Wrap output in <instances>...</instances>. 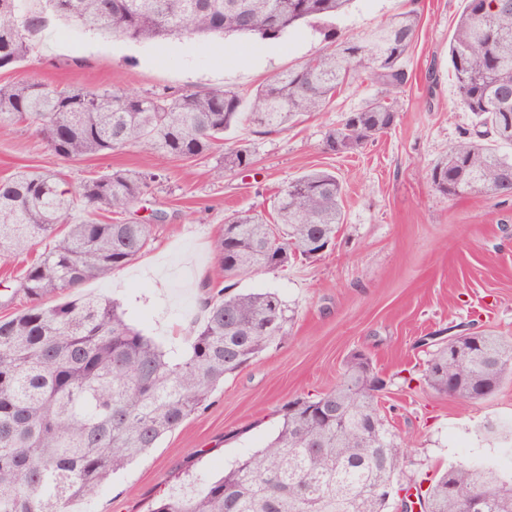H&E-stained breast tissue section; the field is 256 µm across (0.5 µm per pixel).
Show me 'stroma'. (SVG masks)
<instances>
[{
    "label": "stroma",
    "mask_w": 512,
    "mask_h": 512,
    "mask_svg": "<svg viewBox=\"0 0 512 512\" xmlns=\"http://www.w3.org/2000/svg\"><path fill=\"white\" fill-rule=\"evenodd\" d=\"M462 7L463 0H352L339 18L300 24L275 41L247 35L135 41L53 19L30 34L25 61L0 69V85L121 88L142 96L229 87L247 98L274 73L323 52L328 28L361 42L393 14L413 10L420 18L394 127L352 153L326 152L322 141L377 92L364 68L323 112L272 129L235 126L234 142L253 157L244 170L225 169L218 152L190 162L134 147L62 161L26 124L0 130V178L50 172L75 192L114 169L149 167L162 175L146 201L125 215L138 223L165 212L153 241L81 292L119 302L128 323L167 351L183 349L202 321L205 284L216 279L211 246L225 216L248 208L269 214L288 182L315 169L336 172L345 190L344 222L322 257L237 279L236 291L274 292L293 310L285 341L226 376L204 408L113 474L79 512H148L175 481L221 476L273 438L285 404L333 389L356 352L367 354L387 382L389 428L412 442L404 480L500 455L512 434L491 437L483 426L512 420V377L492 395L464 404L438 394L422 376L424 337L474 328L512 339V200L483 192L449 197L430 181L444 147L472 126L448 64Z\"/></svg>",
    "instance_id": "stroma-1"
}]
</instances>
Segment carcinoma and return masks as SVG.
<instances>
[{
    "label": "carcinoma",
    "instance_id": "1",
    "mask_svg": "<svg viewBox=\"0 0 512 512\" xmlns=\"http://www.w3.org/2000/svg\"><path fill=\"white\" fill-rule=\"evenodd\" d=\"M75 25L131 40L240 34L277 40L313 18H336L351 0H44ZM44 22L23 0H0V68L24 59L28 36ZM419 19L388 18L362 44L334 46L271 76L249 100L224 88L152 96L125 90H59L32 82L0 86V128H36L64 161L136 147L146 154L198 160L224 150V167L244 169L250 151L224 146L240 120L274 128L321 112L363 64L380 94L324 134V149L351 153L396 123L395 95L407 83L404 60ZM448 57L473 131L431 169L432 186L457 197L483 191L512 198V0H464ZM152 172L114 170L83 183L85 216L56 177L19 172L0 180V262L45 248L18 288L30 304L0 320V512H68L109 476L198 412L224 376L288 335V305L273 292H227L205 301L188 345L168 353L131 327L113 301L85 295L44 300L124 268L152 240L153 225L97 219L123 215L156 182ZM343 183L316 170L275 197L272 218L248 210L224 218L213 242L217 270L233 279L319 258L318 242L344 223ZM512 373V342L475 332L433 344L423 376L460 402L493 394ZM385 381L354 353L328 392L297 398L276 435L217 478L180 485L150 512H387L381 489L400 480L406 444L387 427ZM423 512H457V497L479 495L484 512H512V475L495 463L460 462L437 478L413 481Z\"/></svg>",
    "mask_w": 512,
    "mask_h": 512
}]
</instances>
